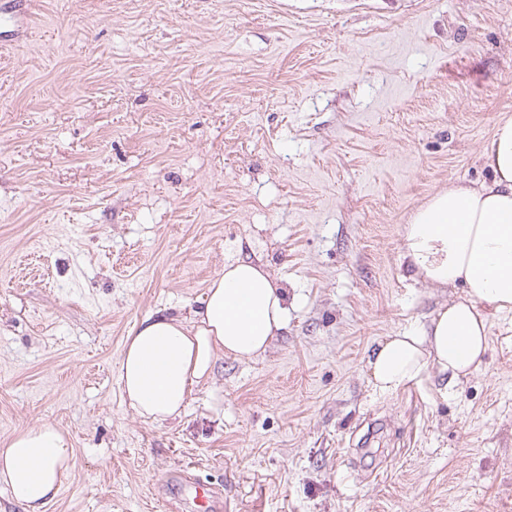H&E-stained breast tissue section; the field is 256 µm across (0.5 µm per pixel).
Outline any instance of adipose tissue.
Returning <instances> with one entry per match:
<instances>
[{
  "instance_id": "obj_1",
  "label": "adipose tissue",
  "mask_w": 512,
  "mask_h": 512,
  "mask_svg": "<svg viewBox=\"0 0 512 512\" xmlns=\"http://www.w3.org/2000/svg\"><path fill=\"white\" fill-rule=\"evenodd\" d=\"M489 180L449 184L402 228L415 278L455 289L418 330L387 337L372 354L375 387L394 393L428 372L458 382L481 369L493 314H512V116L495 125ZM288 326V295L263 264L226 262L191 316L157 313L126 337L119 362L124 402L143 421L180 418L218 355L252 359ZM69 433L44 421L0 440V486L19 512H45L72 469Z\"/></svg>"
}]
</instances>
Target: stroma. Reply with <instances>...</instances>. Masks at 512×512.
Listing matches in <instances>:
<instances>
[{"instance_id":"35a3bbf8","label":"stroma","mask_w":512,"mask_h":512,"mask_svg":"<svg viewBox=\"0 0 512 512\" xmlns=\"http://www.w3.org/2000/svg\"><path fill=\"white\" fill-rule=\"evenodd\" d=\"M34 2L26 40L0 16V438L69 431L45 512H168L185 473L232 512H512V315L455 385L384 394L368 365L455 294L401 229L490 175L512 0ZM242 254L287 330L142 421L125 337Z\"/></svg>"}]
</instances>
